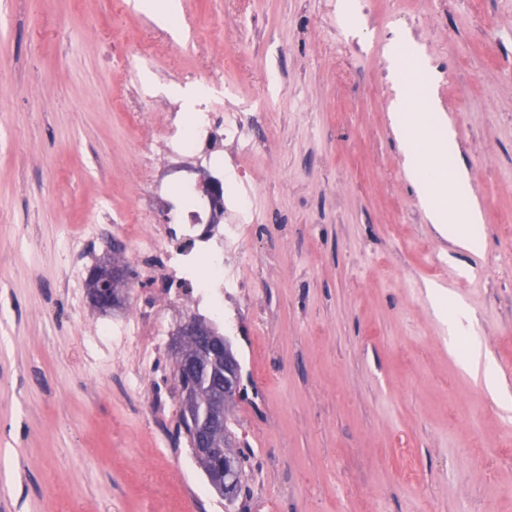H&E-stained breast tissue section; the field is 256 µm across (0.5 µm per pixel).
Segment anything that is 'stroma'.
<instances>
[{
  "label": "stroma",
  "mask_w": 512,
  "mask_h": 512,
  "mask_svg": "<svg viewBox=\"0 0 512 512\" xmlns=\"http://www.w3.org/2000/svg\"><path fill=\"white\" fill-rule=\"evenodd\" d=\"M336 2L180 0L176 29L135 0H0V512H512V0H358L360 38ZM397 27L459 141L481 255L435 231L406 176ZM216 63V114L250 113L258 143L240 158L250 287L219 320L172 282L162 335L113 350L96 328L152 281L100 310L70 244L106 257L164 223L160 201L121 221L145 181L131 115L161 127ZM102 204L112 223H92ZM436 286L473 314L469 337H449ZM190 318L229 340L247 387L228 412L251 451L232 504L177 432L169 343ZM475 343L501 396L466 364Z\"/></svg>",
  "instance_id": "obj_1"
}]
</instances>
